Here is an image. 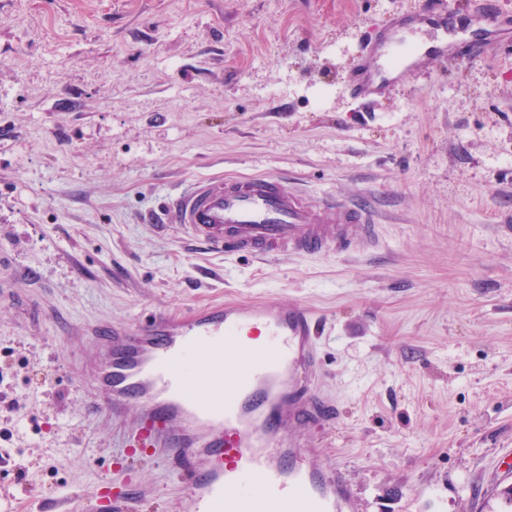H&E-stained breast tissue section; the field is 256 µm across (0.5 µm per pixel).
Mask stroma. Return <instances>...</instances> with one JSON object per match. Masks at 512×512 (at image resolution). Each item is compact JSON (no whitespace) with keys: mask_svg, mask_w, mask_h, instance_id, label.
<instances>
[{"mask_svg":"<svg viewBox=\"0 0 512 512\" xmlns=\"http://www.w3.org/2000/svg\"><path fill=\"white\" fill-rule=\"evenodd\" d=\"M466 2L0 0V512H104L100 483L173 512L69 340L270 294L319 318L340 421L303 441L362 512H512V41L347 92L395 15ZM215 175L366 204L376 245L207 254L163 213Z\"/></svg>","mask_w":512,"mask_h":512,"instance_id":"35a3bbf8","label":"stroma"}]
</instances>
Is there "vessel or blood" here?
Listing matches in <instances>:
<instances>
[{"label": "vessel or blood", "mask_w": 512, "mask_h": 512, "mask_svg": "<svg viewBox=\"0 0 512 512\" xmlns=\"http://www.w3.org/2000/svg\"><path fill=\"white\" fill-rule=\"evenodd\" d=\"M450 59L487 53V34L512 33V16L491 14L461 38L451 15L436 20ZM387 69L355 65L351 96L368 101ZM171 216L194 241L227 256L344 254L364 248L370 214L334 197L312 198L265 176L203 177L172 202ZM261 339L263 353L236 363L221 351ZM84 358L108 414L135 410L127 454L165 455L184 480L179 512H360L334 462L316 464L295 439L307 426L336 423L334 405L314 387L317 327L299 304L269 298L209 306L182 316L155 315L137 328L85 324Z\"/></svg>", "instance_id": "1"}]
</instances>
